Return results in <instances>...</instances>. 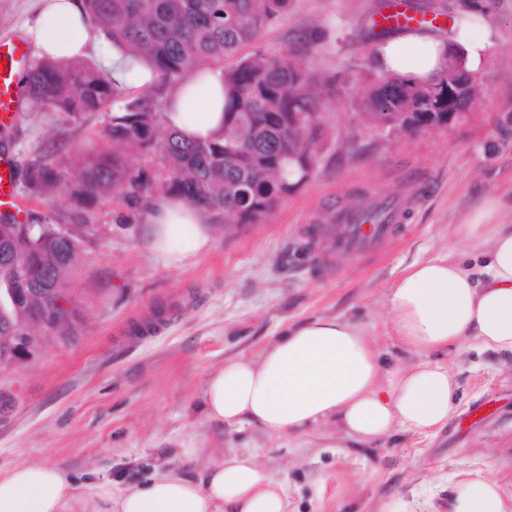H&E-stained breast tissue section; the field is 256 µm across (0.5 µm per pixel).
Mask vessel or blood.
Returning <instances> with one entry per match:
<instances>
[{
    "label": "vessel or blood",
    "instance_id": "vessel-or-blood-1",
    "mask_svg": "<svg viewBox=\"0 0 512 512\" xmlns=\"http://www.w3.org/2000/svg\"><path fill=\"white\" fill-rule=\"evenodd\" d=\"M0 59L6 63L5 72H0V127L13 125L18 117L19 102L14 83L17 71L27 64L26 51L17 44H0ZM15 158L8 152H0V209L12 208L18 202L15 192L6 188L12 180ZM401 217L399 206L390 205L378 224L359 223L356 216L337 214L336 249L351 255H362L377 251L394 235L395 226Z\"/></svg>",
    "mask_w": 512,
    "mask_h": 512
}]
</instances>
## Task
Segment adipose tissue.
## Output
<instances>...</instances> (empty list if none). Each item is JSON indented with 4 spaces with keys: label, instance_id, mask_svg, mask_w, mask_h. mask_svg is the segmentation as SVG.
I'll use <instances>...</instances> for the list:
<instances>
[{
    "label": "adipose tissue",
    "instance_id": "obj_1",
    "mask_svg": "<svg viewBox=\"0 0 512 512\" xmlns=\"http://www.w3.org/2000/svg\"><path fill=\"white\" fill-rule=\"evenodd\" d=\"M33 23L23 25L38 58L82 59L97 53L122 84L144 85L148 67L120 49L101 44L82 0H39ZM492 36L480 17L456 27L469 66H477ZM444 41L430 32H408L378 48L382 68L418 82L445 67ZM224 84L220 71L195 69L177 85L165 117L194 139L222 129ZM498 201H485L454 236L480 249V262L448 256L407 265L391 289L387 332L414 363L383 371L369 336L338 317L317 316L290 326L255 358L226 361L209 376L203 394L207 416L224 426L253 427L274 435H301L319 423L334 424L345 438L375 442L400 428L429 434L444 428L456 408L457 384L437 362L467 341L484 351L512 355V224L497 222ZM149 247L179 265L209 244L210 216L171 197H157L145 215ZM288 488L255 451L228 450L200 479L164 470L138 485H109L78 492L60 466L26 464L0 473V512H288ZM448 512H512L498 481L469 471L452 486Z\"/></svg>",
    "mask_w": 512,
    "mask_h": 512
}]
</instances>
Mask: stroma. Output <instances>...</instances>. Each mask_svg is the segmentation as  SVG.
Instances as JSON below:
<instances>
[{
  "label": "stroma",
  "mask_w": 512,
  "mask_h": 512,
  "mask_svg": "<svg viewBox=\"0 0 512 512\" xmlns=\"http://www.w3.org/2000/svg\"><path fill=\"white\" fill-rule=\"evenodd\" d=\"M492 43L477 68L472 114L451 129L388 134L355 103L377 79L375 43L362 40L380 0H292L259 41L284 50L311 28L327 37L298 62L336 77L319 121L328 146L308 182L262 224L211 225L207 249L172 267L147 247L148 226L126 223L119 198L78 202L68 190L18 188L19 215L87 224L92 242L66 278L77 331L43 340L25 362L0 369V472L27 463L65 468L78 487L121 489L158 470L197 478L225 451H258L288 485L290 512H382L401 498L413 512H448L457 473L492 472L512 495V357L465 344L439 355L455 374L457 407L429 435L394 430L378 443L342 442L323 424L298 436L231 430L202 407L209 374L225 360L255 357L289 325L341 317L364 329L387 364L412 360L387 336L388 295L403 268L439 254L469 259L454 225L484 199L512 223V0H485ZM111 108L64 127L50 113L19 112L8 133L15 159L49 144L79 158L102 148ZM414 201L381 256L338 263L322 231L357 194Z\"/></svg>",
  "instance_id": "35a3bbf8"
}]
</instances>
